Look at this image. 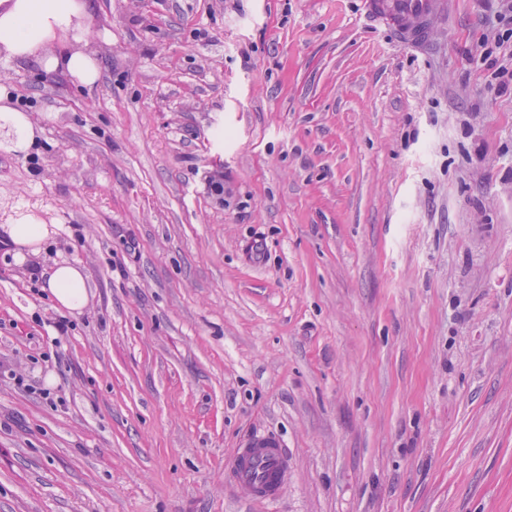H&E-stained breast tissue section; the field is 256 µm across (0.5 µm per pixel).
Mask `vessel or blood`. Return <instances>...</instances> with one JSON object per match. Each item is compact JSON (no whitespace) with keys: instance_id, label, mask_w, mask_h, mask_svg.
Listing matches in <instances>:
<instances>
[{"instance_id":"b4317fda","label":"vessel or blood","mask_w":512,"mask_h":512,"mask_svg":"<svg viewBox=\"0 0 512 512\" xmlns=\"http://www.w3.org/2000/svg\"><path fill=\"white\" fill-rule=\"evenodd\" d=\"M364 16L385 26L399 42L422 46L429 40L430 22L448 12L450 0H360ZM233 480L250 498L276 499L288 483V454L275 440L256 439L239 449L233 464Z\"/></svg>"}]
</instances>
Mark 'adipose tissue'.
I'll return each instance as SVG.
<instances>
[{
  "label": "adipose tissue",
  "mask_w": 512,
  "mask_h": 512,
  "mask_svg": "<svg viewBox=\"0 0 512 512\" xmlns=\"http://www.w3.org/2000/svg\"><path fill=\"white\" fill-rule=\"evenodd\" d=\"M90 9L89 0H0V56L17 63L31 61L45 73L94 84L100 63L84 49ZM46 286L61 306L84 309L86 289L78 265L55 264Z\"/></svg>",
  "instance_id": "1"
}]
</instances>
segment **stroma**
<instances>
[{
	"mask_svg": "<svg viewBox=\"0 0 512 512\" xmlns=\"http://www.w3.org/2000/svg\"><path fill=\"white\" fill-rule=\"evenodd\" d=\"M503 4L419 50L358 0H95L94 85L0 59V225L57 227L0 246V512H512ZM267 435L271 505L231 478ZM9 99L10 93L0 84V101L5 102L0 106V128L9 129L16 146L24 149L34 141L36 125L30 116L8 105ZM54 299L70 311L80 312L87 301L83 275L77 264L55 263L46 280Z\"/></svg>",
	"mask_w": 512,
	"mask_h": 512,
	"instance_id": "obj_1",
	"label": "stroma"
}]
</instances>
